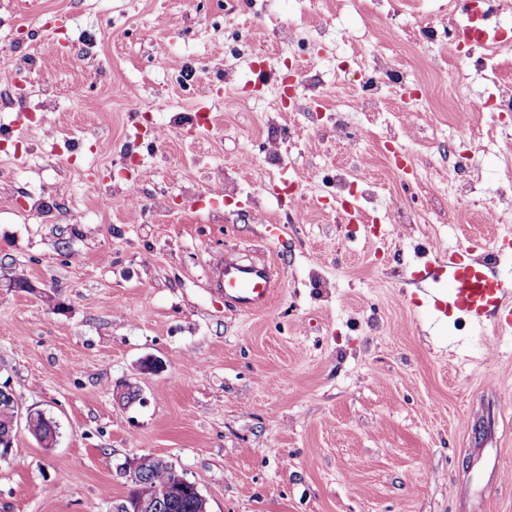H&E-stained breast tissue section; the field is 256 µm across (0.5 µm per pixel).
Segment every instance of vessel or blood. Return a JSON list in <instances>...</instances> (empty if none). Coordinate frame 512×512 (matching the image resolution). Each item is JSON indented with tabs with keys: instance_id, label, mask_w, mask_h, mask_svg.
I'll list each match as a JSON object with an SVG mask.
<instances>
[{
	"instance_id": "b4317fda",
	"label": "vessel or blood",
	"mask_w": 512,
	"mask_h": 512,
	"mask_svg": "<svg viewBox=\"0 0 512 512\" xmlns=\"http://www.w3.org/2000/svg\"><path fill=\"white\" fill-rule=\"evenodd\" d=\"M498 256L494 249L478 257L470 256L465 248L449 251L447 295H439L425 274L419 278L422 291L436 310L457 312L476 330H484L490 324L499 331L512 330V303L507 300L512 284L492 272ZM212 270L213 284L223 292L224 305L229 310L254 313L270 304L277 279L269 265L244 263L220 254L214 257Z\"/></svg>"
}]
</instances>
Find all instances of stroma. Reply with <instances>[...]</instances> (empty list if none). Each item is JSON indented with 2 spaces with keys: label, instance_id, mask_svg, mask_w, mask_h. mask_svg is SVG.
<instances>
[{
  "label": "stroma",
  "instance_id": "stroma-1",
  "mask_svg": "<svg viewBox=\"0 0 512 512\" xmlns=\"http://www.w3.org/2000/svg\"><path fill=\"white\" fill-rule=\"evenodd\" d=\"M17 2L0 0V59L26 81L0 108V385L58 436L46 448L19 426L0 512H112L147 455L209 512H512V334H476L417 287L449 250L512 241L483 219L512 196V112L457 114L474 46L447 0H320L325 27L308 0H41L36 21ZM421 15L434 43L406 38ZM370 43L407 77L357 112L342 67ZM304 53L325 97L290 106L285 63ZM465 71L470 97L497 95ZM460 121L477 144L458 143ZM452 144L470 157L454 191ZM340 156L371 179L377 232L343 220ZM281 182L305 193L303 223ZM227 249L274 268L264 310L208 288ZM148 356L162 372L141 371Z\"/></svg>",
  "mask_w": 512,
  "mask_h": 512
}]
</instances>
